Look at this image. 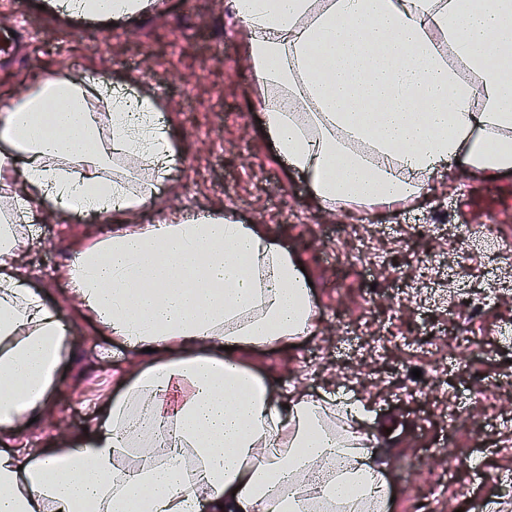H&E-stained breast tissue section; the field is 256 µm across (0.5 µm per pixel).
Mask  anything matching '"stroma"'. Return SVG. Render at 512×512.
Returning <instances> with one entry per match:
<instances>
[{
	"instance_id": "1",
	"label": "stroma",
	"mask_w": 512,
	"mask_h": 512,
	"mask_svg": "<svg viewBox=\"0 0 512 512\" xmlns=\"http://www.w3.org/2000/svg\"><path fill=\"white\" fill-rule=\"evenodd\" d=\"M40 2L0 0V30L18 32L14 47L0 49V108L47 77L110 76L152 94L175 163L158 178L113 160L131 187L156 188L130 223L221 212L262 224L313 284L311 333L244 353L243 362L280 387L367 406L364 428L393 497L387 512H414L427 489L432 512H512V290L486 278L491 244L512 255V172L476 179L452 161L414 201L325 208L270 145L229 0H159L120 26L71 21ZM184 80L195 100L183 99ZM39 214L36 232L17 227L27 238L21 269L59 312L69 345L46 409L20 425L16 440L49 448L92 428L98 400L119 393L150 356L87 320L64 275L74 253L109 236L112 222L48 206ZM364 215L372 219L367 263L336 250L337 226ZM421 257L443 284L438 296L410 282ZM474 303L481 312L465 321ZM466 347L472 356L463 365ZM415 369L436 380L439 397L396 390L397 378Z\"/></svg>"
}]
</instances>
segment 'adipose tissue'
Listing matches in <instances>:
<instances>
[{
    "label": "adipose tissue",
    "mask_w": 512,
    "mask_h": 512,
    "mask_svg": "<svg viewBox=\"0 0 512 512\" xmlns=\"http://www.w3.org/2000/svg\"><path fill=\"white\" fill-rule=\"evenodd\" d=\"M154 0H47L118 25ZM249 37L263 122L320 203H397L460 161L512 170V0H230ZM0 439L42 413L68 346L17 270V216L51 205L121 219L155 188L169 131L150 94L50 78L0 111ZM71 292L103 333L152 359L87 432L0 449V512H384L389 489L359 401L275 388L239 351L307 335L312 291L260 224L174 216L79 250Z\"/></svg>",
    "instance_id": "ef3b65f1"
}]
</instances>
